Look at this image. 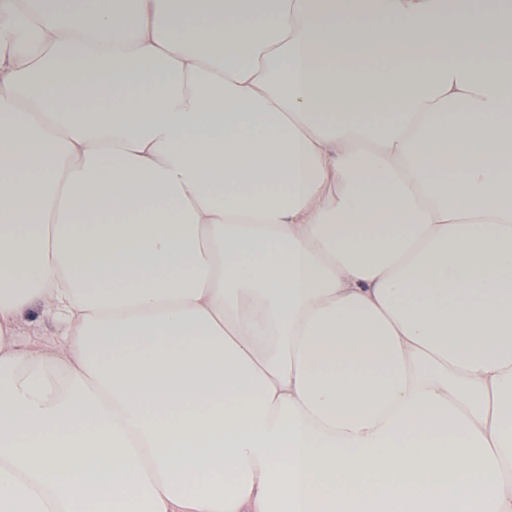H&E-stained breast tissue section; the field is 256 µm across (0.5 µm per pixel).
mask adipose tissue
Listing matches in <instances>:
<instances>
[{"label":"adipose tissue","mask_w":512,"mask_h":512,"mask_svg":"<svg viewBox=\"0 0 512 512\" xmlns=\"http://www.w3.org/2000/svg\"><path fill=\"white\" fill-rule=\"evenodd\" d=\"M0 512H512V16L0 0Z\"/></svg>","instance_id":"ef3b65f1"}]
</instances>
